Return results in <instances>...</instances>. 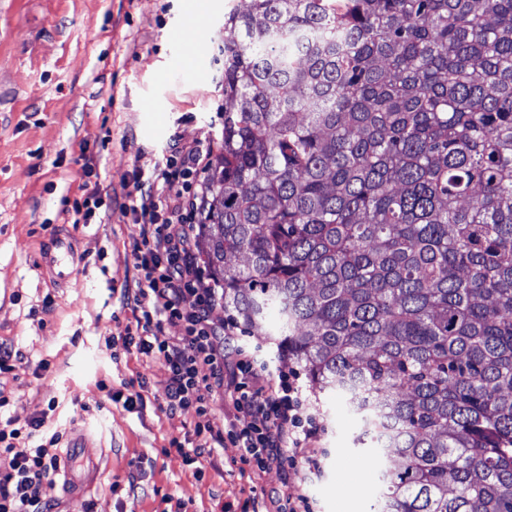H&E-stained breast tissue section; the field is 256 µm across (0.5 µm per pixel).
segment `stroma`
Masks as SVG:
<instances>
[{"label": "stroma", "instance_id": "35a3bbf8", "mask_svg": "<svg viewBox=\"0 0 512 512\" xmlns=\"http://www.w3.org/2000/svg\"><path fill=\"white\" fill-rule=\"evenodd\" d=\"M249 0H211L196 50L171 39L188 23V0H0V344L21 355L0 370L10 399L0 422L46 418L49 431L89 429L103 446L86 498L64 495L59 476L41 487L51 512H221L270 492L285 474L241 473L240 451L225 445L204 480L170 447L193 426L192 413L166 414L168 370L123 347L135 319L123 290L138 277L139 226L126 206L133 173L150 171L173 145L220 148L224 110V16ZM98 191L89 223H71L63 198ZM74 240L73 275L57 282L39 265L44 241ZM141 385L142 406L111 392ZM321 428L322 456L300 490L315 512H375L377 461L357 438L363 429L345 399L308 386ZM139 487L130 490L129 472ZM360 495H352L354 486Z\"/></svg>", "mask_w": 512, "mask_h": 512}]
</instances>
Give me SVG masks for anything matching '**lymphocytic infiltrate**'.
<instances>
[{
  "label": "lymphocytic infiltrate",
  "instance_id": "obj_1",
  "mask_svg": "<svg viewBox=\"0 0 512 512\" xmlns=\"http://www.w3.org/2000/svg\"><path fill=\"white\" fill-rule=\"evenodd\" d=\"M211 154L208 146L176 147L163 167L134 177L135 192L129 200L140 220L134 247L139 277L127 298L139 316L135 328L126 329L123 343L165 364V412L193 410L184 457L195 466L196 477L204 475L202 461L228 442L240 448L241 463L252 471L287 465L277 512H313L299 491L303 475L297 465H316L322 454L320 428L299 374L292 370L270 376L240 344L233 322L217 324L211 318L218 296L195 251L200 185L194 179ZM177 180L183 191L170 195L167 186ZM170 323L181 326V335L161 338ZM219 393L233 417L221 430L209 420ZM240 416L246 418L245 426L237 425ZM44 425L40 418L22 429H0V512H50L40 491L59 468V438L41 441L38 433Z\"/></svg>",
  "mask_w": 512,
  "mask_h": 512
}]
</instances>
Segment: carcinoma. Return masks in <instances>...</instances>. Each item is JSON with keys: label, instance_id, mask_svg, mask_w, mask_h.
<instances>
[{"label": "carcinoma", "instance_id": "carcinoma-1", "mask_svg": "<svg viewBox=\"0 0 512 512\" xmlns=\"http://www.w3.org/2000/svg\"><path fill=\"white\" fill-rule=\"evenodd\" d=\"M224 28V312H276L362 416L379 512H512V0H250Z\"/></svg>", "mask_w": 512, "mask_h": 512}]
</instances>
